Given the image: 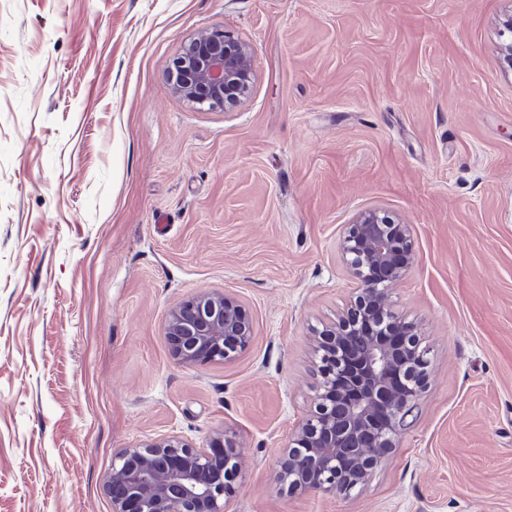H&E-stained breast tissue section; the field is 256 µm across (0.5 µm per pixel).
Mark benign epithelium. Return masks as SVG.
<instances>
[{"label":"benign epithelium","instance_id":"7a95c632","mask_svg":"<svg viewBox=\"0 0 512 512\" xmlns=\"http://www.w3.org/2000/svg\"><path fill=\"white\" fill-rule=\"evenodd\" d=\"M497 33L498 62L511 74L512 8L498 18ZM256 71L251 43L212 27L172 59L167 83L189 102L235 108L250 96ZM340 250L354 295L336 320L313 331L316 394L277 460L276 481L288 496L348 497L365 487L429 383V348L417 326L392 311L389 293L416 261L410 225L386 210H363L344 228ZM165 336L178 363L200 367L245 351L253 323L232 295L206 292L170 309ZM240 458L226 430L205 448L175 435L123 448L105 480L112 512H224Z\"/></svg>","mask_w":512,"mask_h":512}]
</instances>
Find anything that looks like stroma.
Masks as SVG:
<instances>
[{"instance_id": "obj_1", "label": "stroma", "mask_w": 512, "mask_h": 512, "mask_svg": "<svg viewBox=\"0 0 512 512\" xmlns=\"http://www.w3.org/2000/svg\"><path fill=\"white\" fill-rule=\"evenodd\" d=\"M512 0H0V512H112L115 453L242 445L224 512H512ZM251 42L233 109L174 95L199 32ZM382 208L418 263L394 312L430 350L399 443L349 497L280 495L351 283L345 224ZM238 299L250 346L186 368L170 309ZM498 62L502 70L512 73V6L497 20Z\"/></svg>"}]
</instances>
